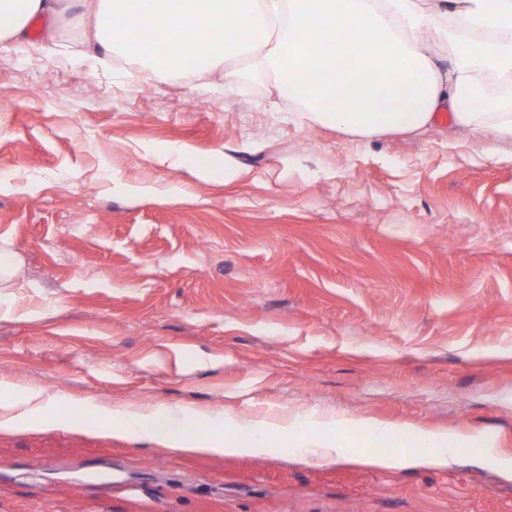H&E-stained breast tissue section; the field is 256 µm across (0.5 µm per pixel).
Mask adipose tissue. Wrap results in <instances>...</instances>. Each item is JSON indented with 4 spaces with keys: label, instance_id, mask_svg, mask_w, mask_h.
<instances>
[{
    "label": "adipose tissue",
    "instance_id": "adipose-tissue-1",
    "mask_svg": "<svg viewBox=\"0 0 512 512\" xmlns=\"http://www.w3.org/2000/svg\"><path fill=\"white\" fill-rule=\"evenodd\" d=\"M143 4L153 35L170 50L156 59L137 45L127 27L134 4ZM76 13L83 44L141 70L166 76H206L249 55L256 71L273 74L281 97L315 123L357 137L396 132L415 135L439 112L473 133L492 129L512 141V107L493 98L489 80L512 85V0H0V42L23 41L36 17ZM237 26L238 38L224 37ZM435 32L448 49L441 68L420 42ZM333 35L331 44L320 32ZM99 430L161 439L171 450L217 455H257L284 444L332 461L372 438L394 437V427L333 412H287L271 418L226 416L178 404L115 406L89 400ZM61 399L38 388L0 392V430L15 420L65 421ZM462 442L453 433L417 432L414 453L389 458L392 466L416 463L417 449L444 465Z\"/></svg>",
    "mask_w": 512,
    "mask_h": 512
}]
</instances>
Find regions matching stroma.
I'll list each match as a JSON object with an SVG mask.
<instances>
[{
  "label": "stroma",
  "mask_w": 512,
  "mask_h": 512,
  "mask_svg": "<svg viewBox=\"0 0 512 512\" xmlns=\"http://www.w3.org/2000/svg\"><path fill=\"white\" fill-rule=\"evenodd\" d=\"M0 44V385L69 418L0 431V512H512V141L440 112L366 139L299 117L237 60L160 79ZM330 411L493 436L385 466L272 447L180 454L87 432L83 404ZM18 265L17 255L8 244L0 243V303L2 295L11 288L17 287Z\"/></svg>",
  "instance_id": "35a3bbf8"
}]
</instances>
